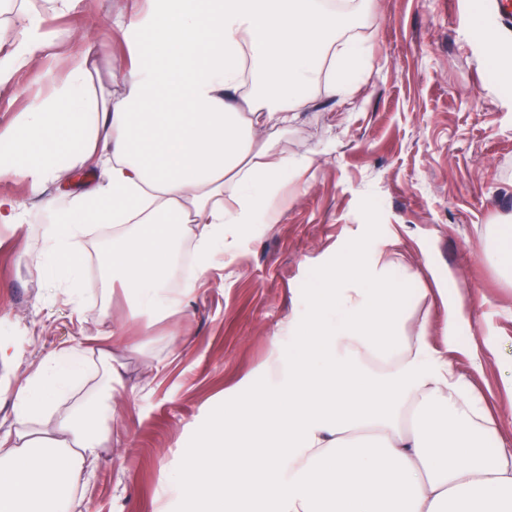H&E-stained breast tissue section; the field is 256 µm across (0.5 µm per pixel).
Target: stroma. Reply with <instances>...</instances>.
<instances>
[{"mask_svg":"<svg viewBox=\"0 0 512 512\" xmlns=\"http://www.w3.org/2000/svg\"><path fill=\"white\" fill-rule=\"evenodd\" d=\"M133 0H94L61 11L56 0H13L0 15V54L19 36L20 15L42 17L47 39L0 87V130L45 93L47 71L65 74L91 51L88 89L109 96L111 73L126 63L112 22ZM372 56L352 74L348 95L320 81L310 104L286 129L257 127L296 167L270 199L276 224H253L206 279L195 283L180 313L139 334L132 306L102 257L111 229L88 225L81 264L83 294L72 300L53 281L45 246L55 229L43 198L18 179L0 180V195L21 205L27 221L0 224V338L21 354L0 366V427L26 378L51 351L97 335L100 323L125 326L141 340L128 356L122 387L109 401L112 437L93 474L74 496L73 512H189L169 487L183 454L231 410L236 391L263 385L274 354L269 336L288 319L304 321L320 270L351 244L377 264L384 243L398 262L389 278L405 286L413 310L420 289L434 294L430 321L441 328L448 305L469 323L448 360L470 372L512 440V282L489 245L492 229L512 225V28L499 26L483 0H362L355 21ZM490 346L471 373L469 341Z\"/></svg>","mask_w":512,"mask_h":512,"instance_id":"stroma-1","label":"stroma"}]
</instances>
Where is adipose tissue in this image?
Returning <instances> with one entry per match:
<instances>
[{
  "mask_svg": "<svg viewBox=\"0 0 512 512\" xmlns=\"http://www.w3.org/2000/svg\"><path fill=\"white\" fill-rule=\"evenodd\" d=\"M139 2L116 22L128 58L112 75L119 93L88 92L85 56L66 76L48 75L51 96L6 135L0 179L40 194L79 167L105 169L54 208L51 265L77 284L86 225H111L107 264L147 331L183 304L168 286L175 241H194L203 277L248 225L278 222L267 193L289 162L264 159L253 130L287 126L323 61L353 63L361 49L339 38L348 15L325 0ZM42 45L40 19L27 18L0 56V86ZM319 281L307 321L271 338L289 339L287 361L185 450L171 493L195 512L250 500L263 512H512V443L468 373L434 345L428 307L406 322L399 282L366 268L355 245ZM99 334L109 345L94 353L111 388L129 345L109 326ZM88 353H49L19 389L18 425L0 432V512H69L92 474L111 437L106 394L54 411Z\"/></svg>",
  "mask_w": 512,
  "mask_h": 512,
  "instance_id": "1",
  "label": "adipose tissue"
}]
</instances>
